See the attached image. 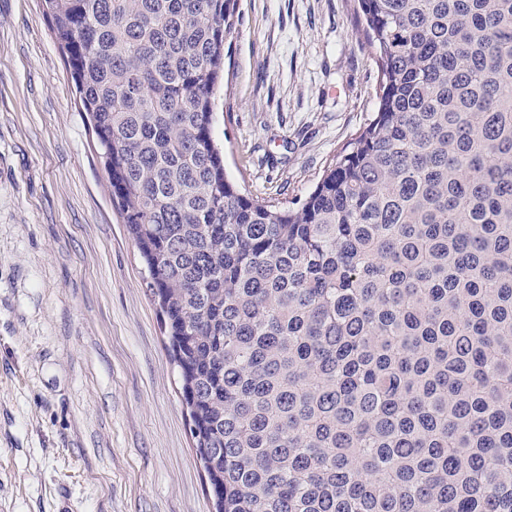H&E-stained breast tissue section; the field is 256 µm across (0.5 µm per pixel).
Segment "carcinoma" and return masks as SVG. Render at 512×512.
<instances>
[{"instance_id":"obj_1","label":"carcinoma","mask_w":512,"mask_h":512,"mask_svg":"<svg viewBox=\"0 0 512 512\" xmlns=\"http://www.w3.org/2000/svg\"><path fill=\"white\" fill-rule=\"evenodd\" d=\"M375 116L297 208L213 136L237 0H43L215 512H512V0H358Z\"/></svg>"}]
</instances>
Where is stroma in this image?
<instances>
[{
	"instance_id": "35a3bbf8",
	"label": "stroma",
	"mask_w": 512,
	"mask_h": 512,
	"mask_svg": "<svg viewBox=\"0 0 512 512\" xmlns=\"http://www.w3.org/2000/svg\"><path fill=\"white\" fill-rule=\"evenodd\" d=\"M357 0H238L214 137L303 201L372 118ZM144 264L41 0H0V512H211Z\"/></svg>"
}]
</instances>
